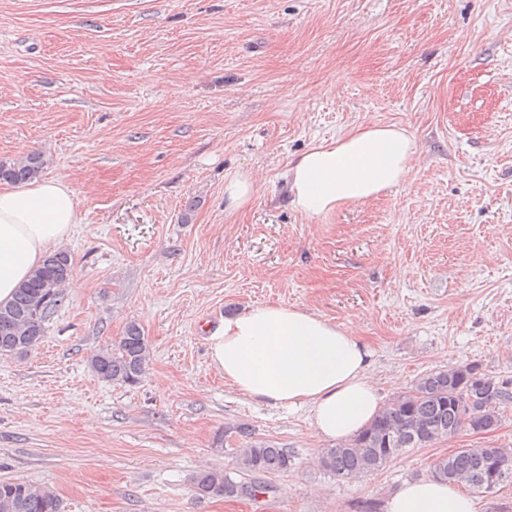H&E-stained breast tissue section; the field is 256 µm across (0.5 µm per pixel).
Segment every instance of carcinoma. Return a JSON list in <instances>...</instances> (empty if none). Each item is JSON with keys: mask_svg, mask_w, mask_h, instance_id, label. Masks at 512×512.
<instances>
[{"mask_svg": "<svg viewBox=\"0 0 512 512\" xmlns=\"http://www.w3.org/2000/svg\"><path fill=\"white\" fill-rule=\"evenodd\" d=\"M43 168L40 156L0 160V181L28 182ZM74 272L70 253L49 254L15 291L11 301L0 304V354L24 355L47 336V323L64 306L63 284ZM150 358L141 327L129 323L112 348L94 353L89 365L105 382L134 384L144 374ZM512 402V392L503 381L477 371L474 366H454L420 377L405 392L378 413L349 442L325 450L320 467L345 479L359 478L380 470L408 448H421L448 436L463 425L487 433L499 422L500 406ZM237 480L227 472L204 471L193 477L199 493L230 498H257L275 492L259 476L285 472L293 466L286 448L267 441H251L236 449ZM497 456L506 464L492 471L488 460ZM434 479L460 484L477 493H490L512 482V452L505 448H459L436 460L430 471ZM0 512H61L60 499L50 490L25 482H0Z\"/></svg>", "mask_w": 512, "mask_h": 512, "instance_id": "carcinoma-1", "label": "carcinoma"}]
</instances>
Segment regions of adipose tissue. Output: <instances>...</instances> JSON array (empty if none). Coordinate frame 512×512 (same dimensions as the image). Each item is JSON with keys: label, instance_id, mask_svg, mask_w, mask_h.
I'll list each match as a JSON object with an SVG mask.
<instances>
[{"label": "adipose tissue", "instance_id": "1", "mask_svg": "<svg viewBox=\"0 0 512 512\" xmlns=\"http://www.w3.org/2000/svg\"><path fill=\"white\" fill-rule=\"evenodd\" d=\"M416 158L412 136L394 125L356 128L299 155L289 168L290 202L310 216L364 201L406 182ZM79 201L59 178L0 186V303L68 239ZM209 356L229 385L274 407H309L325 440L359 433L379 410L370 352L359 337L315 313L282 304L251 307L209 335ZM386 512H475L460 485L433 478L404 483Z\"/></svg>", "mask_w": 512, "mask_h": 512}]
</instances>
